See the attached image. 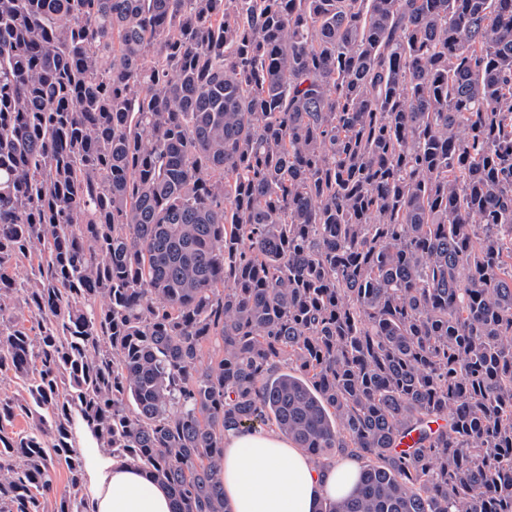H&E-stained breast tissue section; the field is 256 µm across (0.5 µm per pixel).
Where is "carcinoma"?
<instances>
[{"label":"carcinoma","instance_id":"obj_1","mask_svg":"<svg viewBox=\"0 0 512 512\" xmlns=\"http://www.w3.org/2000/svg\"><path fill=\"white\" fill-rule=\"evenodd\" d=\"M12 378L0 512H91L75 413L174 512L264 427L512 512V0H0Z\"/></svg>","mask_w":512,"mask_h":512}]
</instances>
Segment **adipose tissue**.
<instances>
[{
  "instance_id": "obj_1",
  "label": "adipose tissue",
  "mask_w": 512,
  "mask_h": 512,
  "mask_svg": "<svg viewBox=\"0 0 512 512\" xmlns=\"http://www.w3.org/2000/svg\"><path fill=\"white\" fill-rule=\"evenodd\" d=\"M92 454L94 512H172L169 492L144 471L98 448ZM361 467L347 458L322 469L279 433L230 434L224 438V498L229 512H321L354 492Z\"/></svg>"
}]
</instances>
